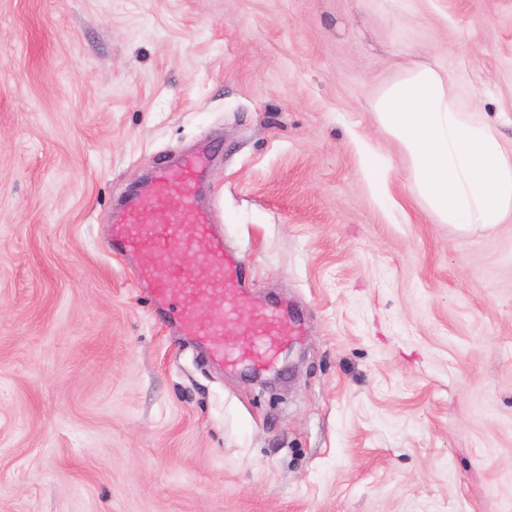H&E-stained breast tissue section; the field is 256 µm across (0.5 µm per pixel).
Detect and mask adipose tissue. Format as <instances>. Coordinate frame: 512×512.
Masks as SVG:
<instances>
[{"mask_svg":"<svg viewBox=\"0 0 512 512\" xmlns=\"http://www.w3.org/2000/svg\"><path fill=\"white\" fill-rule=\"evenodd\" d=\"M373 112L407 155L431 216L461 228L512 221V147L477 107L462 106L450 79L427 65L404 68L380 89Z\"/></svg>","mask_w":512,"mask_h":512,"instance_id":"obj_1","label":"adipose tissue"}]
</instances>
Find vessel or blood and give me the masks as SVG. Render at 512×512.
Wrapping results in <instances>:
<instances>
[{
  "instance_id": "obj_1",
  "label": "vessel or blood",
  "mask_w": 512,
  "mask_h": 512,
  "mask_svg": "<svg viewBox=\"0 0 512 512\" xmlns=\"http://www.w3.org/2000/svg\"><path fill=\"white\" fill-rule=\"evenodd\" d=\"M206 153L185 158L179 165L155 169L152 196H134L124 204V217L131 227L119 229L112 237L115 253L135 252L139 257L137 276L149 283L157 307L166 309L181 335L205 349L212 361H243L253 350L235 353L217 343L225 325L237 321V309L228 297L240 288L239 262L225 252L224 236L217 231L210 211L195 200V186L207 169ZM178 280L185 284V297L172 304L168 285ZM205 309L207 320H199L197 309ZM254 334L273 344L287 334L280 320L261 315L251 321Z\"/></svg>"
}]
</instances>
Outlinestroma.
I'll return each mask as SVG.
<instances>
[{"label":"stroma","mask_w":512,"mask_h":512,"mask_svg":"<svg viewBox=\"0 0 512 512\" xmlns=\"http://www.w3.org/2000/svg\"><path fill=\"white\" fill-rule=\"evenodd\" d=\"M414 63L512 141V0H0V512H512V222L419 204ZM203 147L243 312L301 327L256 380L108 247Z\"/></svg>","instance_id":"35a3bbf8"}]
</instances>
